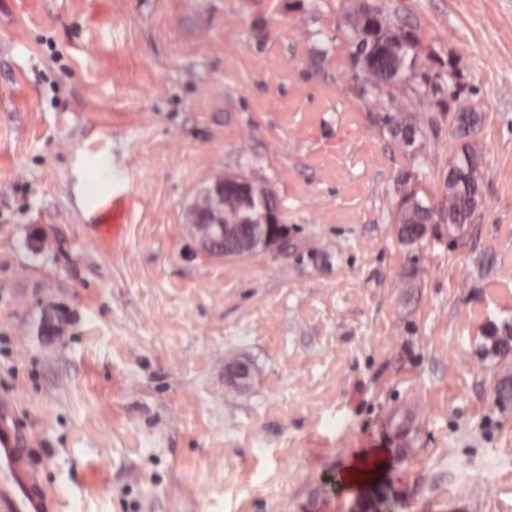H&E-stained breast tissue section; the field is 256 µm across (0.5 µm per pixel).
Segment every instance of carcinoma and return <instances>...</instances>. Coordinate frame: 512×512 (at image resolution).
<instances>
[{
  "instance_id": "carcinoma-1",
  "label": "carcinoma",
  "mask_w": 512,
  "mask_h": 512,
  "mask_svg": "<svg viewBox=\"0 0 512 512\" xmlns=\"http://www.w3.org/2000/svg\"><path fill=\"white\" fill-rule=\"evenodd\" d=\"M346 35L352 48L350 61L359 76L355 88L362 97L388 90L390 106L380 116L382 128L399 144L410 148L423 138L425 122L432 121L413 112H404L395 106L393 92L415 81L429 85L433 76L424 70L423 52L413 34L400 27L381 9L360 4L346 14ZM448 126L460 138L470 137L480 126V113L467 108L446 105ZM482 159L468 144L448 159V173L460 170L462 179L448 180L446 204L435 208L418 197V191H403L396 210L390 215L399 241L419 244L428 234L429 225L441 219L448 229L461 232L472 223V215L480 209L483 198ZM276 205L272 193L254 182L244 187L238 181L224 182L223 205L216 206L213 196L204 194L200 209H211L223 216L226 224H239L243 217L251 219L256 227L248 233L253 250L265 247L266 239L262 214Z\"/></svg>"
}]
</instances>
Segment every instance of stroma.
<instances>
[{
    "mask_svg": "<svg viewBox=\"0 0 512 512\" xmlns=\"http://www.w3.org/2000/svg\"><path fill=\"white\" fill-rule=\"evenodd\" d=\"M355 2L0 0V400L55 512H512V0H368L441 76L397 95L435 118L408 155L351 80ZM452 93L480 218L408 246L397 178L445 204ZM231 171L282 250L192 254ZM452 94L448 96V126L459 139L470 137L480 126L482 116L479 112L467 107L452 106Z\"/></svg>",
    "mask_w": 512,
    "mask_h": 512,
    "instance_id": "obj_1",
    "label": "stroma"
}]
</instances>
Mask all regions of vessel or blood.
Returning a JSON list of instances; mask_svg holds the SVG:
<instances>
[{
  "label": "vessel or blood",
  "mask_w": 512,
  "mask_h": 512,
  "mask_svg": "<svg viewBox=\"0 0 512 512\" xmlns=\"http://www.w3.org/2000/svg\"><path fill=\"white\" fill-rule=\"evenodd\" d=\"M12 408L0 402V512H52L51 499L23 440L10 424Z\"/></svg>",
  "instance_id": "1"
}]
</instances>
